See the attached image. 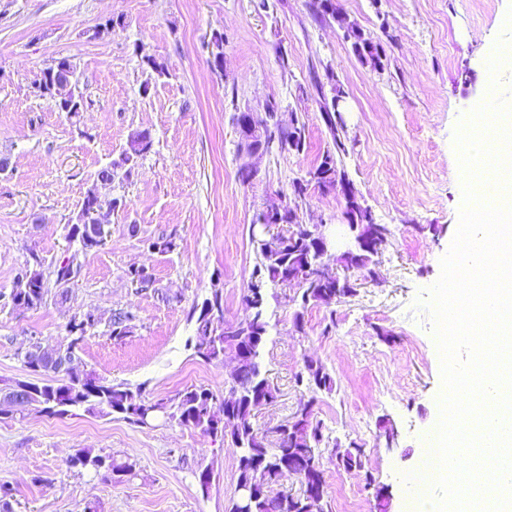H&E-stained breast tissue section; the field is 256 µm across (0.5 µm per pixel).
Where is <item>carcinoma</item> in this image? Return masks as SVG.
<instances>
[{"label": "carcinoma", "instance_id": "carcinoma-1", "mask_svg": "<svg viewBox=\"0 0 512 512\" xmlns=\"http://www.w3.org/2000/svg\"><path fill=\"white\" fill-rule=\"evenodd\" d=\"M312 14L317 20H332L342 32L343 38L350 43L354 55L363 64L380 72L384 70V49L382 45L368 36L357 23L342 11L336 0H313ZM210 48V63L214 70L222 68L224 59V37L215 35L207 44ZM74 75V65L67 57L45 69L42 78L36 83L40 96L49 98L54 104L55 89L69 81ZM330 92L325 85H315L319 96L320 111L325 113V123L333 135L334 148L326 151L308 172V177L293 182V194L301 197L308 187L313 185L324 193L336 190V185L350 187L352 197L345 202L342 213L348 224L356 225L355 231L361 232L365 225L373 222L371 212L363 205L362 195L343 164L348 148L341 137L336 135L335 111L329 109L333 100L344 96V91L336 83L334 76L327 75ZM252 114L240 111L234 116L239 130V146L261 148L263 150H288L297 154L306 148L305 125L298 122L284 127L277 116V108L269 104L265 108V117L254 121L264 129V137L254 134L249 124ZM151 136L146 131L131 133L127 148L120 161L103 167L97 179L112 181L117 170H124L128 176L137 165L138 159L152 148ZM113 208L98 201L92 190H87L79 211L84 223L68 225L67 237L77 245L74 258L81 254L96 252L108 242L109 217ZM283 236L271 240L254 239L252 244L257 255L251 280L243 297L258 294L262 297L260 306L250 310L246 321L249 333L245 336L224 335V293L215 288L199 306L192 308L191 320L193 334L188 346L194 356L205 363L224 362V343L246 354L244 362L235 377L236 384L230 391L216 392L205 386H190L177 391L171 397L156 399L146 393L142 384L113 383L97 376L92 371L81 374L68 373L59 368V364L49 365L37 359H23L24 366L35 375L44 377L43 382L35 384L45 406L41 411L55 416H63L73 408H82L91 414L112 416L139 425L138 418L148 406H159L169 422L190 428L212 438L224 441L237 448L238 481L253 480L263 487L249 504V512H300L297 509L300 496L292 494H272L267 487L283 477H295L302 487L310 489L322 498L326 494V480L322 465L326 449L336 456L339 464L347 471H362L365 468L363 452L355 444L341 448L338 443H330L325 435L324 426L317 418L315 410L320 392L330 393L335 388V379L331 372L319 361L304 360V366L295 382L313 393L307 401L300 404L293 415L285 421V426L277 435V446L269 449L265 438L258 435L253 425L255 406L259 399L268 402L275 399V390L262 373L260 356L266 344L270 317L268 313L269 290L288 284L289 274L313 264L314 251L309 243H302L296 251L281 247ZM24 287L11 293V302L18 309H34L42 305L46 294L47 277L42 262H33L18 273ZM327 286L308 273L300 283V295L297 297L298 309L295 310L294 325L301 333L305 332L304 311L310 306H329L324 299ZM92 314L87 312L73 316L66 326L68 344L64 353L77 355V351L87 335L96 327L91 321ZM137 330V316L130 310L120 309L109 321V336L115 342H121ZM67 466L78 471H92L108 481H122L136 475V464L129 459L114 456H102L89 449H79L67 459Z\"/></svg>", "mask_w": 512, "mask_h": 512}]
</instances>
